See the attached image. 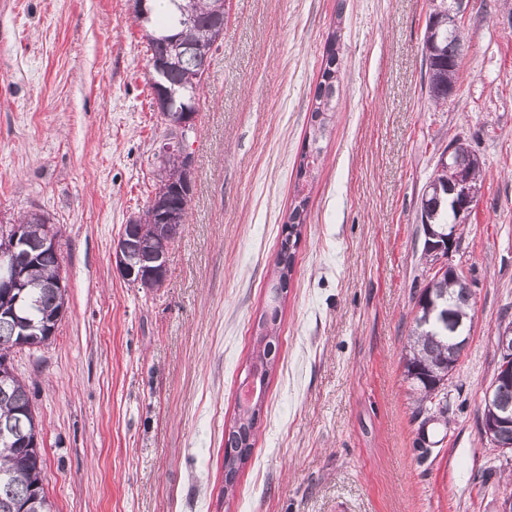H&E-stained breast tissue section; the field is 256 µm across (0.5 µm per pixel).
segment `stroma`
Masks as SVG:
<instances>
[{"label":"stroma","mask_w":512,"mask_h":512,"mask_svg":"<svg viewBox=\"0 0 512 512\" xmlns=\"http://www.w3.org/2000/svg\"><path fill=\"white\" fill-rule=\"evenodd\" d=\"M191 142L194 190L159 288L112 249L155 192L165 126L130 0H0V222L60 231L69 303L16 353L56 512H499L512 455L480 433L512 315V0H470L452 98L428 96L429 0H227ZM339 97L302 227L280 347L236 496L224 426L249 363L332 29ZM459 138L481 192L449 261L473 292L445 418L401 352L427 282L416 220Z\"/></svg>","instance_id":"35a3bbf8"}]
</instances>
